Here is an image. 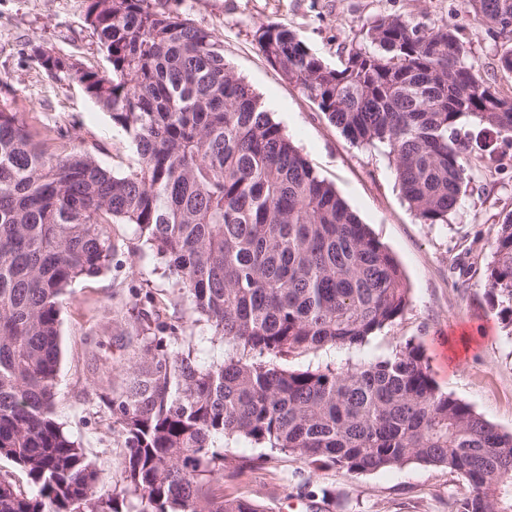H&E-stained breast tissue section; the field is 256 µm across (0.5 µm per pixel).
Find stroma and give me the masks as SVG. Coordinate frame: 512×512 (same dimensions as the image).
I'll return each mask as SVG.
<instances>
[{
	"label": "stroma",
	"mask_w": 512,
	"mask_h": 512,
	"mask_svg": "<svg viewBox=\"0 0 512 512\" xmlns=\"http://www.w3.org/2000/svg\"><path fill=\"white\" fill-rule=\"evenodd\" d=\"M197 25L215 30L224 57L260 96L321 177L367 224L399 261L410 287V303L396 321L360 348L327 347L290 360L293 368L367 362L387 356L399 344H420L430 371L447 392L469 404L503 431L512 432V338L490 303L486 269L504 214L512 211V168L462 193L450 223L424 224L402 198L396 172L381 146L351 143L317 104L289 83L259 52L255 31L275 23L291 29L328 63L357 41L361 27L380 15L409 21L438 20L458 25L472 56L504 92L512 74L500 70L491 42L466 17L462 0H160ZM84 0H0V101L42 127H67L76 141L92 147L99 164L126 171L135 158L108 113L78 87L39 70L30 60L42 45L104 71L105 60L84 19ZM119 243L110 268L73 283L61 298L62 357L55 416L81 442L96 465L101 484L120 479L123 441L98 395L120 385L116 369L132 351L119 321L142 293H151L163 317L183 332L174 349L193 348L203 365L222 360L224 344L211 336L189 301L173 286L164 262L115 224ZM461 350L448 357L449 346ZM224 495L257 500L266 512H456L469 492L457 474L410 463L364 474L343 469L310 471L297 456L258 448L232 438L224 443ZM251 467L236 471L241 460Z\"/></svg>",
	"instance_id": "obj_1"
}]
</instances>
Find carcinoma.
I'll return each instance as SVG.
<instances>
[{"instance_id": "cac0c4a2", "label": "carcinoma", "mask_w": 512, "mask_h": 512, "mask_svg": "<svg viewBox=\"0 0 512 512\" xmlns=\"http://www.w3.org/2000/svg\"><path fill=\"white\" fill-rule=\"evenodd\" d=\"M512 72V0H463ZM108 71L51 70L125 133L136 166L103 168L61 125L41 134L0 104V512H264L224 497V439L363 474L417 463L463 477L456 512H512V432L442 391L408 340L370 363L291 369L324 347L353 349L400 317L410 288L395 257L315 171L224 58V41L151 0H86ZM267 62L358 145H382L424 224H447L484 156L466 118L512 143L502 94L444 22L380 16L331 66L291 30L255 34ZM128 224L224 342L208 367L172 349L176 321L136 305L133 357L104 400L125 453L107 487L55 418L60 297L101 275ZM487 285L512 335V211Z\"/></svg>"}]
</instances>
